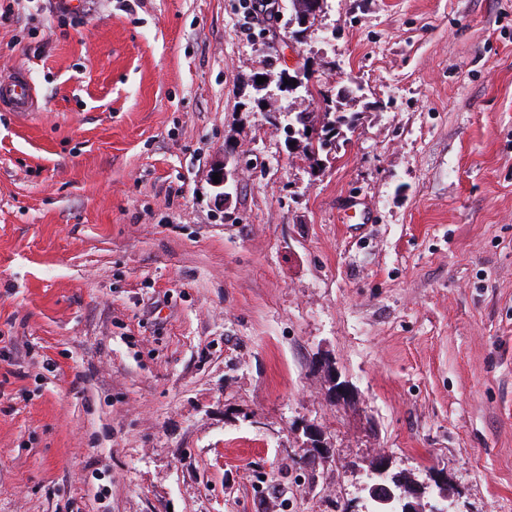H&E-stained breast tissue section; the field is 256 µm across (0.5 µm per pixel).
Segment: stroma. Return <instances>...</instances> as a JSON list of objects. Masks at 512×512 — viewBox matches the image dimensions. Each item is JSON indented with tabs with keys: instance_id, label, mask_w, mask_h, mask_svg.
<instances>
[{
	"instance_id": "stroma-1",
	"label": "stroma",
	"mask_w": 512,
	"mask_h": 512,
	"mask_svg": "<svg viewBox=\"0 0 512 512\" xmlns=\"http://www.w3.org/2000/svg\"><path fill=\"white\" fill-rule=\"evenodd\" d=\"M253 2L0 0V512H512V0ZM34 103V87L24 74H16L11 80L0 83V107L13 112H30ZM303 114L307 115L308 123L310 124L309 127H306L303 123L300 121V116ZM332 121L338 125L341 129H346L347 131H351L352 127L355 128V119L353 116L347 115L345 112H328L325 108L324 112H297L295 116L292 118L291 122L288 123V125H294L296 130L300 129H306V133L302 136L295 133V128L291 125L288 127V125L285 126L287 134L289 133V138L292 139L293 137L298 136V138L302 139L305 142L304 149L307 153V158H309V155H313V159H315L316 153L319 155L320 151H324V141L322 139V133H327V129H330V131L327 134L328 140L332 141L335 137L339 138L345 135V132H343L340 129H337L334 127L333 124H329L327 126V123L325 121ZM317 126H321L320 132L317 133ZM307 131H313V135H307ZM338 134V135H337ZM337 135V136H336ZM297 138V137H296ZM329 141V142H330ZM238 162L232 152H224V158L217 160L212 169L211 185L215 191V200L225 204L232 197L237 186ZM214 173H219L220 183L213 182ZM387 469L388 460L383 456L377 461L376 466L373 469L370 477V479L373 478L372 483L370 485L367 484L365 487L367 488L369 498L381 503L390 502L394 497L393 491L382 481Z\"/></svg>"
}]
</instances>
